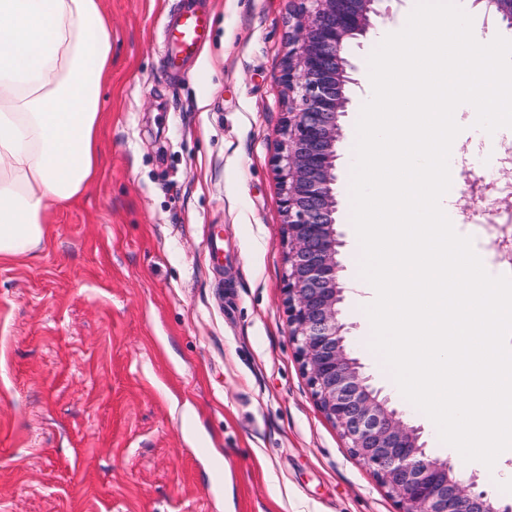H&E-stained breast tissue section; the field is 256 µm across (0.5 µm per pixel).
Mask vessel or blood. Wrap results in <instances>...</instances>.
<instances>
[{"label":"vessel or blood","mask_w":512,"mask_h":512,"mask_svg":"<svg viewBox=\"0 0 512 512\" xmlns=\"http://www.w3.org/2000/svg\"><path fill=\"white\" fill-rule=\"evenodd\" d=\"M211 19L199 12L193 0H186L178 15L169 17L164 26L165 61L170 68L197 54L204 43Z\"/></svg>","instance_id":"1"}]
</instances>
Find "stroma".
Here are the masks:
<instances>
[{"label":"stroma","mask_w":512,"mask_h":512,"mask_svg":"<svg viewBox=\"0 0 512 512\" xmlns=\"http://www.w3.org/2000/svg\"><path fill=\"white\" fill-rule=\"evenodd\" d=\"M211 28L181 72L162 23L183 0H102L112 73L96 179L50 209L34 257L0 260V512H398L314 402L288 335L274 158L289 0H200ZM416 0H378L352 40L336 162L346 344L374 387L448 459L401 399L357 302L356 121L368 58ZM453 222L512 276L511 224H475L477 157L458 136ZM224 242L221 258L209 250Z\"/></svg>","instance_id":"obj_1"}]
</instances>
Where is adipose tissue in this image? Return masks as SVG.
<instances>
[{"label": "adipose tissue", "instance_id": "1", "mask_svg": "<svg viewBox=\"0 0 512 512\" xmlns=\"http://www.w3.org/2000/svg\"><path fill=\"white\" fill-rule=\"evenodd\" d=\"M109 31L101 0H0V259L36 255L98 172Z\"/></svg>", "mask_w": 512, "mask_h": 512}]
</instances>
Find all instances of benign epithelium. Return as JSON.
Returning a JSON list of instances; mask_svg holds the SVG:
<instances>
[{"mask_svg":"<svg viewBox=\"0 0 512 512\" xmlns=\"http://www.w3.org/2000/svg\"><path fill=\"white\" fill-rule=\"evenodd\" d=\"M295 33L282 80L288 123L282 129L289 336L312 395L377 482L397 498L399 512H512L475 479L430 457L419 429L406 423L372 387L344 345L338 305L344 287L336 231V144L349 63L346 40L366 33L379 0H297Z\"/></svg>","mask_w":512,"mask_h":512,"instance_id":"7a95c632","label":"benign epithelium"}]
</instances>
